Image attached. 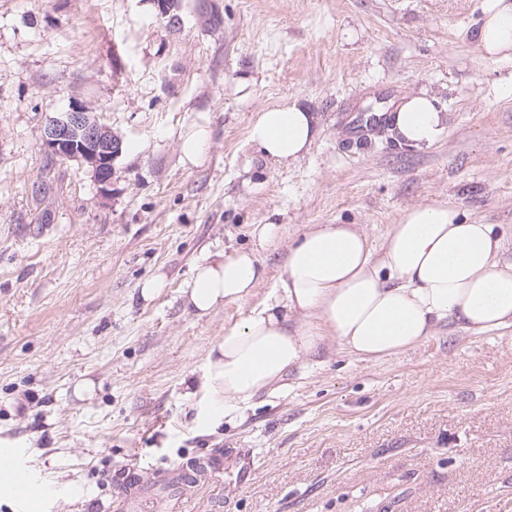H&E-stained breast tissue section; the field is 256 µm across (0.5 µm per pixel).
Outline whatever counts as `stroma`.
Returning <instances> with one entry per match:
<instances>
[{"instance_id": "1", "label": "stroma", "mask_w": 512, "mask_h": 512, "mask_svg": "<svg viewBox=\"0 0 512 512\" xmlns=\"http://www.w3.org/2000/svg\"><path fill=\"white\" fill-rule=\"evenodd\" d=\"M486 0H0V447L41 488L33 512L119 503L121 477L180 512H512V332L440 326L378 361L342 353L291 372L209 429L188 383L249 303L184 307L196 264L254 246L267 285L312 224L380 245L441 201L494 225L512 261V52L477 39ZM429 93L448 114L430 148L367 114ZM300 101L320 133L300 161L249 143L259 112ZM91 105L121 143L112 193L43 148L49 120ZM208 125L201 164L179 136ZM166 288L143 300V280ZM89 384V393L74 389ZM240 448L191 499L155 485ZM110 482H102V473Z\"/></svg>"}]
</instances>
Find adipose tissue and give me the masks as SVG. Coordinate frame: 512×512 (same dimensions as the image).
<instances>
[{"label": "adipose tissue", "mask_w": 512, "mask_h": 512, "mask_svg": "<svg viewBox=\"0 0 512 512\" xmlns=\"http://www.w3.org/2000/svg\"><path fill=\"white\" fill-rule=\"evenodd\" d=\"M478 43L491 57L512 49V0H488ZM388 123L398 143L420 150L444 136L448 115L422 93L404 96ZM319 133L318 114L295 101L260 112L248 139L265 160L289 165ZM503 249L493 225L462 223L445 203L407 210L377 247L361 225L313 224L289 245L282 274L259 301L266 270L257 251L215 253L195 268L186 307L205 316L229 303L254 305L199 370L210 400L205 424L242 415L328 347L378 360L420 346L443 323L475 334L512 328V262Z\"/></svg>", "instance_id": "1"}]
</instances>
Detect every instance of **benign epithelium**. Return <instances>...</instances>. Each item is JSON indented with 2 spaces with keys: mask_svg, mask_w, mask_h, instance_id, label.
<instances>
[{
  "mask_svg": "<svg viewBox=\"0 0 512 512\" xmlns=\"http://www.w3.org/2000/svg\"><path fill=\"white\" fill-rule=\"evenodd\" d=\"M46 152L87 169L100 195L112 191V160L121 150L110 127L101 123L93 108L75 102L69 111L50 120L43 135Z\"/></svg>",
  "mask_w": 512,
  "mask_h": 512,
  "instance_id": "1",
  "label": "benign epithelium"
}]
</instances>
